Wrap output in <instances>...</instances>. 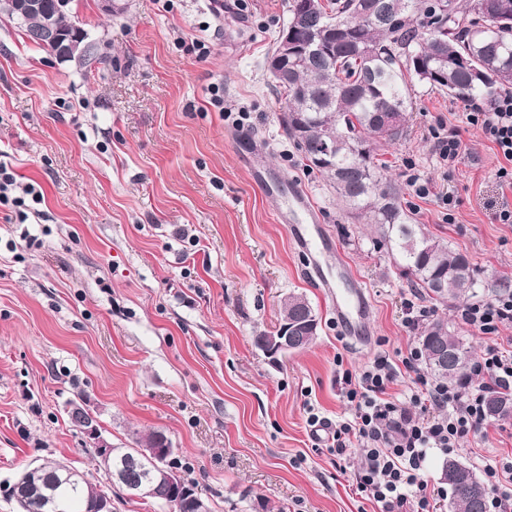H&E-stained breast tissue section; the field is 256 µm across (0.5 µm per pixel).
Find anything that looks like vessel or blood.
Listing matches in <instances>:
<instances>
[{
  "label": "vessel or blood",
  "mask_w": 512,
  "mask_h": 512,
  "mask_svg": "<svg viewBox=\"0 0 512 512\" xmlns=\"http://www.w3.org/2000/svg\"><path fill=\"white\" fill-rule=\"evenodd\" d=\"M257 182L265 184L269 193L280 194L287 192L288 206L278 215L280 222L288 224L290 235L301 252L311 254L327 247L320 225L319 213L309 197L296 187L282 189L279 183L268 182L262 171H255ZM339 273L345 279L347 286L335 288L330 276L323 268H316L315 274L320 287L324 288L337 322L350 335L357 334L362 322V310L365 291L357 275L347 268H340Z\"/></svg>",
  "instance_id": "b4317fda"
}]
</instances>
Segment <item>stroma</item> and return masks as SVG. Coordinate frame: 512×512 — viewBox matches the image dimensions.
Instances as JSON below:
<instances>
[{
  "label": "stroma",
  "mask_w": 512,
  "mask_h": 512,
  "mask_svg": "<svg viewBox=\"0 0 512 512\" xmlns=\"http://www.w3.org/2000/svg\"><path fill=\"white\" fill-rule=\"evenodd\" d=\"M125 2L110 16L100 0H73L72 18L106 58L92 68L58 62L0 14V163L44 194L24 221L0 207V512H18L5 488L39 458L102 480L68 419L79 391L112 445L163 432L212 512H255L262 499L285 512H379L308 418L350 416L343 371L417 346L404 325L411 289L279 121L267 57L288 0H245L241 11L223 0L220 14L213 0ZM215 86L246 113L243 129L210 104ZM441 123L463 141L445 176L429 134ZM376 153L402 187L409 170L428 181V198L401 193L415 223L480 280L512 278V224L495 218L501 159L460 102L416 85L408 137ZM256 169L318 208L337 246L321 255L324 271L345 263L368 290L363 337L337 325L311 259L278 221L283 197L254 181ZM291 294L308 298L321 329L275 363L254 338L278 329ZM457 457L512 463V418L486 420Z\"/></svg>",
  "instance_id": "stroma-1"
}]
</instances>
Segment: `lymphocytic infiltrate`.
I'll return each mask as SVG.
<instances>
[{"mask_svg":"<svg viewBox=\"0 0 512 512\" xmlns=\"http://www.w3.org/2000/svg\"><path fill=\"white\" fill-rule=\"evenodd\" d=\"M468 123L481 131L501 155L497 170L502 187L512 189V90L489 102L466 103ZM460 319L486 336H499L512 326V292L473 302L460 309ZM421 353L409 349L400 362L380 355L360 373L344 372L341 391L353 404L349 418L337 423L333 448L338 460L358 457L354 473L358 492L381 506L382 512H430L434 490L422 472L429 451H458L461 440L485 421L488 390H512V349H486L474 368L479 382L462 388L428 380L419 370ZM414 375L411 408L385 399L399 371ZM488 506L493 512H512V465L483 464Z\"/></svg>","mask_w":512,"mask_h":512,"instance_id":"lymphocytic-infiltrate-1","label":"lymphocytic infiltrate"}]
</instances>
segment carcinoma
Masks as SVG:
<instances>
[{"label": "carcinoma", "instance_id": "obj_1", "mask_svg": "<svg viewBox=\"0 0 512 512\" xmlns=\"http://www.w3.org/2000/svg\"><path fill=\"white\" fill-rule=\"evenodd\" d=\"M45 9L23 22L22 31L34 43L33 30L44 21L70 29L76 22L70 13L56 8V0H44ZM390 15L381 21L359 11L357 0H323L320 10L305 12V0H288V15L305 13L303 27L294 30L299 47L288 59V82L275 83L281 95L280 122L289 140L326 178L336 199L354 219L374 227L380 242L403 269L411 287L431 302L458 306L479 296V284L466 255L449 248L448 242L424 233L404 207L400 189L377 164V141L399 142L409 132L413 110L411 75L432 91L459 101L489 99L512 88V25H498L486 16L493 10L483 4L512 0H446L448 10L438 15L435 27L425 22L426 0H379ZM312 33L323 34L321 47L304 49ZM336 133V151H323L326 132ZM318 317L302 294L285 299L280 326ZM440 341L469 359L471 343L443 318L421 328L418 336L422 363L433 379L448 387L468 383L469 366L441 369L431 361L430 348ZM486 417H512V392L490 390L485 396ZM163 433L153 431L135 438V446L123 449L130 462L127 478L140 480L146 472L138 465L139 449L162 444ZM28 473L31 490L40 502L61 500L67 512H90L89 501L110 493L117 482L105 486L91 479L72 484L64 479L58 460L40 458ZM463 473L465 481L446 482L450 490L449 512H486L488 491L472 499L465 483L484 487L474 471L456 458L443 464Z\"/></svg>", "mask_w": 512, "mask_h": 512}]
</instances>
